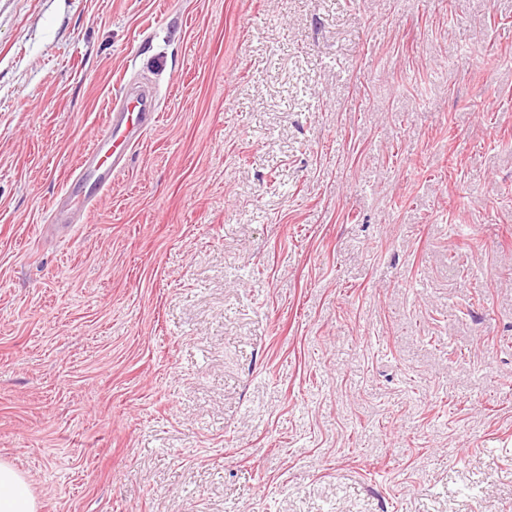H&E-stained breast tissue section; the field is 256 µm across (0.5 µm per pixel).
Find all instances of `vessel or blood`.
<instances>
[{"label":"vessel or blood","mask_w":512,"mask_h":512,"mask_svg":"<svg viewBox=\"0 0 512 512\" xmlns=\"http://www.w3.org/2000/svg\"><path fill=\"white\" fill-rule=\"evenodd\" d=\"M160 101L159 90L152 87H127L120 92L107 123L80 155L64 193L53 202L49 223L66 225L75 213L92 212L100 196L111 189L113 178L125 167L141 136L157 123Z\"/></svg>","instance_id":"obj_1"}]
</instances>
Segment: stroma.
<instances>
[{
    "instance_id": "stroma-1",
    "label": "stroma",
    "mask_w": 512,
    "mask_h": 512,
    "mask_svg": "<svg viewBox=\"0 0 512 512\" xmlns=\"http://www.w3.org/2000/svg\"><path fill=\"white\" fill-rule=\"evenodd\" d=\"M0 458L40 512H512V0H0ZM160 101V92L154 87L128 86L120 92L107 123L80 155L64 193L53 202L47 222L66 225L76 212H92L99 197L111 189L112 178L125 167L127 155L157 123Z\"/></svg>"
}]
</instances>
